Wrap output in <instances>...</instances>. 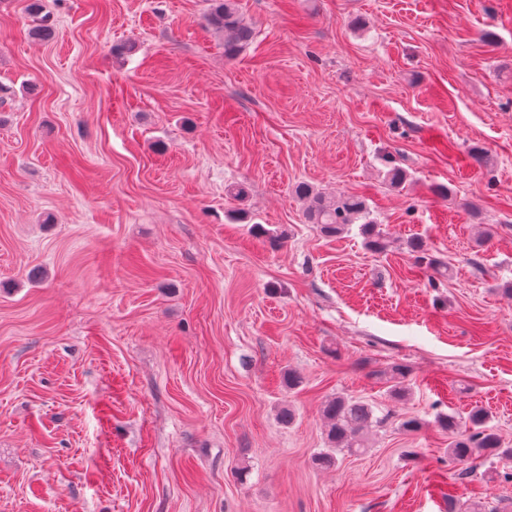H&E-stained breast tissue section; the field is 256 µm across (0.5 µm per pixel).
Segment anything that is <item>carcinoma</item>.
<instances>
[{"instance_id": "carcinoma-1", "label": "carcinoma", "mask_w": 512, "mask_h": 512, "mask_svg": "<svg viewBox=\"0 0 512 512\" xmlns=\"http://www.w3.org/2000/svg\"><path fill=\"white\" fill-rule=\"evenodd\" d=\"M208 7L204 22L212 32L224 37V51L230 56L239 53L252 40V27L239 14L237 0H206ZM26 12L33 19L31 34L48 40L54 32L50 15L45 12L44 0H27ZM296 194L306 203L305 218L326 237L341 235L349 225L360 223V233L366 246L383 253L389 246L386 233L374 221L368 219V211L362 197L354 194L327 196L307 184L296 187ZM409 246L417 254V261L438 271L443 263L428 253L427 244L413 239ZM393 385L389 394L402 398L406 394L403 385L409 370L402 364H394L388 370ZM327 427V440L331 449L315 458L316 464L330 467L336 464L342 452L357 453L365 448L366 436L377 422L373 407L359 399L336 396L328 399L323 407ZM438 428L448 434V454L462 464H471L478 458L512 460V446L505 443L497 427L491 425L488 412L481 406L471 408L466 418L454 413L437 417Z\"/></svg>"}]
</instances>
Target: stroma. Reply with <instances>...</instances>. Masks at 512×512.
Returning <instances> with one entry per match:
<instances>
[{
  "mask_svg": "<svg viewBox=\"0 0 512 512\" xmlns=\"http://www.w3.org/2000/svg\"><path fill=\"white\" fill-rule=\"evenodd\" d=\"M239 3L229 58L204 0H45L48 42L0 0V512H512L434 425L512 442V0ZM302 181L388 250L321 236ZM337 395L383 422L324 469ZM295 192L306 203L307 222L316 224L324 236H339L350 224L363 220L359 230L366 246L376 253L387 250L388 237L378 224L368 219L369 213L361 196L343 194L331 197L307 184L298 185ZM436 423L448 434L449 456L459 463L472 464L478 458L512 460V446L506 445L481 406L472 407L464 419L454 413L441 414Z\"/></svg>",
  "mask_w": 512,
  "mask_h": 512,
  "instance_id": "1",
  "label": "stroma"
}]
</instances>
